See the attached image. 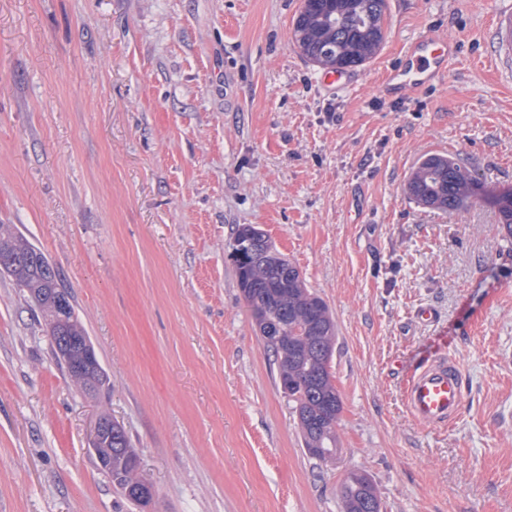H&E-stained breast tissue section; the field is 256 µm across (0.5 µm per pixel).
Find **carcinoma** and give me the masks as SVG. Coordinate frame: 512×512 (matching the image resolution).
I'll return each mask as SVG.
<instances>
[{"mask_svg": "<svg viewBox=\"0 0 512 512\" xmlns=\"http://www.w3.org/2000/svg\"><path fill=\"white\" fill-rule=\"evenodd\" d=\"M385 9L386 0H303L294 21V40L302 55L324 70L360 67L381 48ZM405 191L415 204L451 216L485 189L455 157L430 154L415 163ZM491 203L500 229L511 239L512 193L493 196ZM4 253L32 256L6 273L39 308L54 352L73 385L88 396L99 395L106 379L78 376L72 368L87 332L70 293L59 283L56 267L26 237L0 225V255ZM232 257L239 288L262 340L274 355L279 384L294 402L303 447L318 459L336 455L342 401L331 380L336 325L326 303L307 288L296 265L251 224L238 225ZM101 447L112 449L113 487L136 504L148 503L142 495L146 480L140 474L136 451L119 423H112V438H103ZM368 499L373 512H380L370 477L349 472L343 480L341 512H364Z\"/></svg>", "mask_w": 512, "mask_h": 512, "instance_id": "carcinoma-1", "label": "carcinoma"}]
</instances>
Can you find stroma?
<instances>
[{"label": "stroma", "mask_w": 512, "mask_h": 512, "mask_svg": "<svg viewBox=\"0 0 512 512\" xmlns=\"http://www.w3.org/2000/svg\"><path fill=\"white\" fill-rule=\"evenodd\" d=\"M302 0H0V224L55 264L108 378L84 395L0 273V512H512V242L492 205L404 191L452 154L512 190V72L495 0H386L385 39L330 88L293 41ZM457 38L407 100L386 72L424 30ZM263 229L330 307L337 453L301 446L231 257ZM434 309L436 320L418 312ZM447 354L463 412L427 428L404 386ZM154 487L124 499L89 449L100 413ZM372 500L373 512H380V501L370 477L362 472L351 471L343 480L341 512H366L364 502Z\"/></svg>", "instance_id": "stroma-1"}]
</instances>
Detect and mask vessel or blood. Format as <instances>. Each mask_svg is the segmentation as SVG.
Here are the masks:
<instances>
[{
  "label": "vessel or blood",
  "mask_w": 512,
  "mask_h": 512,
  "mask_svg": "<svg viewBox=\"0 0 512 512\" xmlns=\"http://www.w3.org/2000/svg\"><path fill=\"white\" fill-rule=\"evenodd\" d=\"M498 48L504 64L512 63V0H502L497 11ZM458 44L428 30L413 39L400 67L386 78V93L403 96L417 94L423 87L445 78ZM462 373L452 358L436 355L425 361L410 376L405 387V402L413 417L427 427L453 424L465 404Z\"/></svg>",
  "instance_id": "vessel-or-blood-1"
}]
</instances>
